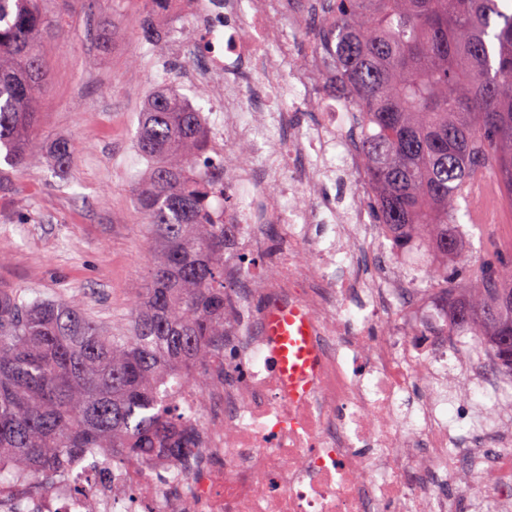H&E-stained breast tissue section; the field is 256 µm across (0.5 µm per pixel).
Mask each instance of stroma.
Segmentation results:
<instances>
[{
    "instance_id": "obj_1",
    "label": "stroma",
    "mask_w": 512,
    "mask_h": 512,
    "mask_svg": "<svg viewBox=\"0 0 512 512\" xmlns=\"http://www.w3.org/2000/svg\"><path fill=\"white\" fill-rule=\"evenodd\" d=\"M46 0L47 25L39 51L47 80L39 100L38 135L68 140V167L52 159L9 172L11 190L0 196V288L30 296L78 298L107 327L130 319L152 259L148 226L135 204L148 163L135 148L138 112L151 90L169 86L198 111L205 91L187 80L200 61L183 50L181 22L158 21L144 0ZM152 24L157 40L141 35ZM496 219L485 240L474 241L477 260L496 248L512 249V209L485 200ZM365 231L382 270L417 272L435 267L432 254L392 253L377 224ZM261 244L244 264L255 277L288 255L277 223L264 225Z\"/></svg>"
}]
</instances>
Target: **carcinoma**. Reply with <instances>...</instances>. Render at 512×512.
Wrapping results in <instances>:
<instances>
[{"instance_id": "carcinoma-1", "label": "carcinoma", "mask_w": 512, "mask_h": 512, "mask_svg": "<svg viewBox=\"0 0 512 512\" xmlns=\"http://www.w3.org/2000/svg\"><path fill=\"white\" fill-rule=\"evenodd\" d=\"M323 45L357 112L356 148L380 229L469 263L470 184L501 180L512 204V12L500 0H326ZM41 0H0V153L11 167L42 159L37 103L46 80ZM136 149L149 162L136 202L153 261L127 329L114 332L76 298L28 299L0 289V471L52 479L87 448L124 464L161 449L180 456L170 383L202 385L224 364L226 225L209 199L223 191L200 112L173 88L147 98ZM51 156L72 159L65 140ZM211 167L207 181L195 169ZM441 288L448 336H477L512 378V256L474 267L464 295Z\"/></svg>"}]
</instances>
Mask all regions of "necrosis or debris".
<instances>
[{
  "mask_svg": "<svg viewBox=\"0 0 512 512\" xmlns=\"http://www.w3.org/2000/svg\"><path fill=\"white\" fill-rule=\"evenodd\" d=\"M154 15L174 17L203 46L207 63L196 78L211 92L210 108L225 121L211 125L209 148L224 164V183L256 186L265 213L253 204L217 213L235 225L224 274L242 291L224 321V364L204 386L183 379L177 398L179 433L194 453L159 451L112 465L102 448L87 449L74 468L51 482L28 476L19 493L0 496V512H457L455 487L473 512H512V430L497 401L506 386L490 345L472 344L477 388L490 404L467 414L459 432L448 419L447 380L463 363L443 334L446 311L413 280L377 278L368 289L337 277V250L305 236L309 211L297 203L301 185L318 183L317 166L294 175L298 155H322L336 133L356 129L355 114L337 116L325 89L330 76L310 13L322 0H154ZM239 25L225 27V18ZM273 60L292 65L304 104L323 113L316 131L297 130L278 143L276 162L240 160L238 144L260 130L261 112L240 101L237 65ZM281 224L288 265L254 281L242 264L260 244V220ZM292 306L311 319L318 360L304 395H290L276 367L264 311ZM400 307L401 330L376 333V313ZM428 380L425 401L403 411L399 400Z\"/></svg>",
  "mask_w": 512,
  "mask_h": 512,
  "instance_id": "4bbe7bcc",
  "label": "necrosis or debris"
}]
</instances>
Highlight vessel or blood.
Returning <instances> with one entry per match:
<instances>
[{"label":"vessel or blood","instance_id":"obj_1","mask_svg":"<svg viewBox=\"0 0 512 512\" xmlns=\"http://www.w3.org/2000/svg\"><path fill=\"white\" fill-rule=\"evenodd\" d=\"M266 329L278 367L291 388L299 389L317 361L308 317L300 310L283 307L270 313Z\"/></svg>","mask_w":512,"mask_h":512}]
</instances>
